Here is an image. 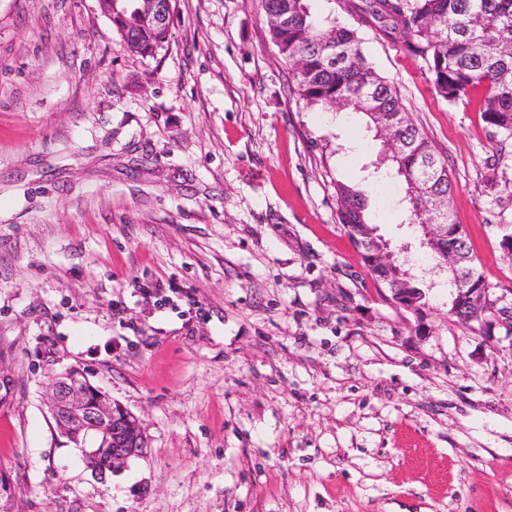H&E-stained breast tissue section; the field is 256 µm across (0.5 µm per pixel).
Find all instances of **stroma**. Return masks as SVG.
Segmentation results:
<instances>
[{"label":"stroma","instance_id":"35a3bbf8","mask_svg":"<svg viewBox=\"0 0 512 512\" xmlns=\"http://www.w3.org/2000/svg\"><path fill=\"white\" fill-rule=\"evenodd\" d=\"M363 47L446 160L496 307L512 306V161L485 92ZM260 0H176L124 49L97 0H0V471L13 512H512V332L448 285L376 174L363 116L289 92ZM428 282L425 338L339 219L337 182ZM83 370L149 446L98 479L57 433L51 375Z\"/></svg>","mask_w":512,"mask_h":512}]
</instances>
